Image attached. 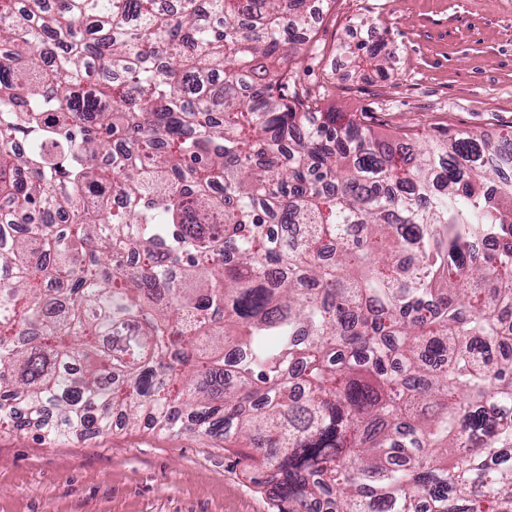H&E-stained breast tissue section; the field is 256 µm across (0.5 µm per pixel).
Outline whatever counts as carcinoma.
<instances>
[{
  "label": "carcinoma",
  "instance_id": "carcinoma-1",
  "mask_svg": "<svg viewBox=\"0 0 512 512\" xmlns=\"http://www.w3.org/2000/svg\"><path fill=\"white\" fill-rule=\"evenodd\" d=\"M328 5L0 0V428L149 414L251 449L278 512H512V355L472 342L512 314L500 141L323 109Z\"/></svg>",
  "mask_w": 512,
  "mask_h": 512
}]
</instances>
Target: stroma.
<instances>
[{"instance_id": "obj_1", "label": "stroma", "mask_w": 512, "mask_h": 512, "mask_svg": "<svg viewBox=\"0 0 512 512\" xmlns=\"http://www.w3.org/2000/svg\"><path fill=\"white\" fill-rule=\"evenodd\" d=\"M385 36V74L352 65L349 31ZM324 109L401 131L512 133V0H334L296 59ZM245 451L145 424L42 442L0 431V512H276Z\"/></svg>"}]
</instances>
